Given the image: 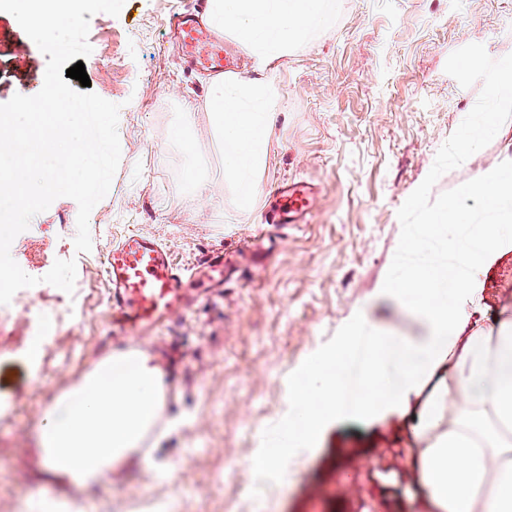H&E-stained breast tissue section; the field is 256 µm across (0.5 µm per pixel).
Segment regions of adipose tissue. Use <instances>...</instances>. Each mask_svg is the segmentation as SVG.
I'll return each mask as SVG.
<instances>
[{
	"label": "adipose tissue",
	"instance_id": "adipose-tissue-1",
	"mask_svg": "<svg viewBox=\"0 0 512 512\" xmlns=\"http://www.w3.org/2000/svg\"><path fill=\"white\" fill-rule=\"evenodd\" d=\"M209 18L230 30L259 64L291 40L326 21L324 0H211ZM270 79H212L207 109L224 134V173L240 179V196L254 186L245 176L265 140ZM460 399L490 412L493 425H451L449 403ZM166 400L159 367L143 349L114 352L85 373L45 410L35 450L39 468L56 482L90 491L139 453ZM426 444L422 480L441 512H512V319L469 337L463 355L420 424Z\"/></svg>",
	"mask_w": 512,
	"mask_h": 512
}]
</instances>
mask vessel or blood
Here are the masks:
<instances>
[{"instance_id": "b4317fda", "label": "vessel or blood", "mask_w": 512, "mask_h": 512, "mask_svg": "<svg viewBox=\"0 0 512 512\" xmlns=\"http://www.w3.org/2000/svg\"><path fill=\"white\" fill-rule=\"evenodd\" d=\"M207 0H194L189 12L173 17L171 25L187 50V64L202 65L213 72L232 74L236 67L223 43L216 40L203 22ZM275 206L267 212L273 224H303L314 198V190L304 182H283L274 190ZM250 240L236 247L206 256L194 273L212 287H223L236 272L234 257L249 249ZM109 283L112 322L123 329L145 334L157 324L184 311L191 304L186 286L190 276L179 266L171 251L154 236L129 232L112 245L105 268Z\"/></svg>"}]
</instances>
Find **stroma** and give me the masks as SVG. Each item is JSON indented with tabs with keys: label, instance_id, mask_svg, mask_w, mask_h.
<instances>
[{
	"label": "stroma",
	"instance_id": "stroma-1",
	"mask_svg": "<svg viewBox=\"0 0 512 512\" xmlns=\"http://www.w3.org/2000/svg\"><path fill=\"white\" fill-rule=\"evenodd\" d=\"M191 0H124L118 16L91 19L85 58L91 92L120 104L121 161L107 196L92 210V249L77 252L78 206L56 199L17 235L14 260H75L76 307L58 330L59 356L34 371L23 352L0 348V512H38L66 488L34 464L32 450L48 403L43 388L66 392L128 334L112 324L109 284L97 259L128 232L155 236L190 268L206 253L262 233L263 249L240 257L223 290L198 289L194 305L155 328L146 349L164 371L166 405L146 441L147 456L172 464V483L154 479L141 458L115 477L173 512H436L421 478L419 424L454 371L470 336L457 330L447 358L397 407L372 419L326 426L277 496L251 498L231 478L251 467L263 430L288 411L280 385L355 313L395 336L423 332L381 285L398 246L397 212L430 171L437 151L472 110L480 84L461 87L445 63L483 44L491 58L512 53V0H328V20L275 59L276 95L257 190L240 199L224 175V137L205 108L206 73L187 69L169 39V17ZM46 58L13 15L0 11V104L32 96ZM184 124L192 153L170 131ZM512 160V120L461 166L443 174L439 196ZM316 187L304 224H263L279 181ZM473 320L512 318V253L481 276ZM180 418L176 430L170 419ZM215 495L195 499L192 484Z\"/></svg>",
	"mask_w": 512,
	"mask_h": 512
}]
</instances>
